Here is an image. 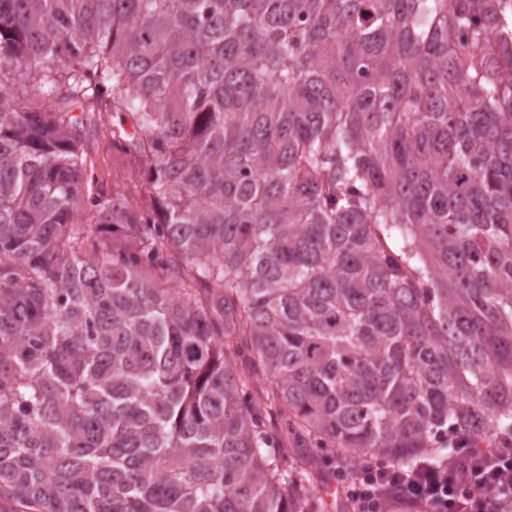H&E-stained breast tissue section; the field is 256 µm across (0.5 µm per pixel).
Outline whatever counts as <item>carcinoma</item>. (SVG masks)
<instances>
[{"label": "carcinoma", "mask_w": 512, "mask_h": 512, "mask_svg": "<svg viewBox=\"0 0 512 512\" xmlns=\"http://www.w3.org/2000/svg\"><path fill=\"white\" fill-rule=\"evenodd\" d=\"M501 2L0 0V512H321L324 459L512 444ZM23 67L130 112L150 216L74 222L94 114ZM11 77L12 76H10L7 84H13L12 94L15 102L21 104L22 106H29L39 109H56L59 107L55 100L41 99L35 95L34 91L31 89V82H28L25 79H20L17 76L16 80L12 81Z\"/></svg>", "instance_id": "cac0c4a2"}]
</instances>
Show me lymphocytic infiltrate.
Wrapping results in <instances>:
<instances>
[{"instance_id":"1","label":"lymphocytic infiltrate","mask_w":512,"mask_h":512,"mask_svg":"<svg viewBox=\"0 0 512 512\" xmlns=\"http://www.w3.org/2000/svg\"><path fill=\"white\" fill-rule=\"evenodd\" d=\"M349 495L358 512H512V448H456L411 472L369 462Z\"/></svg>"}]
</instances>
